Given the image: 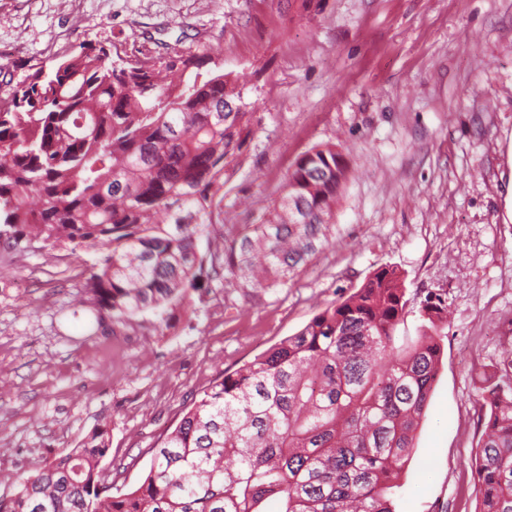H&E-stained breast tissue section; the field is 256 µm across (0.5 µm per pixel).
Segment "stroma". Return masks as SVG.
<instances>
[{"label": "stroma", "instance_id": "stroma-1", "mask_svg": "<svg viewBox=\"0 0 512 512\" xmlns=\"http://www.w3.org/2000/svg\"><path fill=\"white\" fill-rule=\"evenodd\" d=\"M90 43L238 76L257 123L227 223H253L240 199L267 205L312 147L340 151L348 178L328 245L286 287L212 289L167 329L150 311L99 323L75 273L92 254L0 238V472L103 430L100 470L134 488L212 381L391 265L409 301L395 346L419 336L428 293L448 303L395 512H475L479 379L512 319V0H0V87Z\"/></svg>", "mask_w": 512, "mask_h": 512}]
</instances>
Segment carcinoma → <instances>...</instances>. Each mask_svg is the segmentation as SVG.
Instances as JSON below:
<instances>
[{"label":"carcinoma","mask_w":512,"mask_h":512,"mask_svg":"<svg viewBox=\"0 0 512 512\" xmlns=\"http://www.w3.org/2000/svg\"><path fill=\"white\" fill-rule=\"evenodd\" d=\"M111 55L103 45L64 55L0 92V235L100 253L87 283L114 321L152 311L169 328L215 283L287 285L328 241L341 153L303 152L256 222L229 226L224 188L255 136L238 78L201 74L197 54L159 67ZM408 303L397 268H379L215 380L151 449L137 488L104 484L99 431L38 474H16L0 512H263L269 499L276 512H395L389 493L415 451L448 312L429 293L419 314L430 325L397 349ZM480 394L478 512H512V348Z\"/></svg>","instance_id":"carcinoma-1"}]
</instances>
